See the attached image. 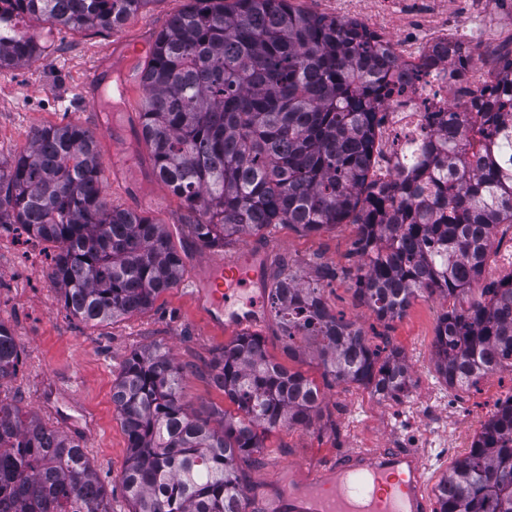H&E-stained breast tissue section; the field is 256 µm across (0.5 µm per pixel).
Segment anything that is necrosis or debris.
<instances>
[{
    "mask_svg": "<svg viewBox=\"0 0 512 512\" xmlns=\"http://www.w3.org/2000/svg\"><path fill=\"white\" fill-rule=\"evenodd\" d=\"M435 59L413 70L406 67L408 53L403 45L393 51L404 65L393 82V92L384 102L381 133L384 168L397 171L406 162L409 151L425 141L435 128L432 113L447 111L451 95L460 84H467L469 98L476 99L486 91L484 82L471 79L469 70L451 69L443 52L441 39L429 42Z\"/></svg>",
    "mask_w": 512,
    "mask_h": 512,
    "instance_id": "1",
    "label": "necrosis or debris"
}]
</instances>
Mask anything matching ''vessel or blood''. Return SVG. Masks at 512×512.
I'll use <instances>...</instances> for the list:
<instances>
[{
	"mask_svg": "<svg viewBox=\"0 0 512 512\" xmlns=\"http://www.w3.org/2000/svg\"><path fill=\"white\" fill-rule=\"evenodd\" d=\"M106 66L101 59L85 69L84 98H93ZM261 271V259L249 252L206 268L198 302L208 309L213 324L239 323L236 305L241 294L260 279ZM428 471L421 452L398 448L361 452L328 463L313 477L303 466L294 465L280 488L277 504L289 512H430L425 494Z\"/></svg>",
	"mask_w": 512,
	"mask_h": 512,
	"instance_id": "1",
	"label": "vessel or blood"
}]
</instances>
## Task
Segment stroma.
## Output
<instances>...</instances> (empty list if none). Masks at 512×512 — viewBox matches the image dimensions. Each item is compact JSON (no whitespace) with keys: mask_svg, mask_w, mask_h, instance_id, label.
<instances>
[{"mask_svg":"<svg viewBox=\"0 0 512 512\" xmlns=\"http://www.w3.org/2000/svg\"><path fill=\"white\" fill-rule=\"evenodd\" d=\"M188 4L189 0H149L122 25L107 30L61 29L31 21L27 32L43 46L41 58L0 68V162L9 163L25 149L39 127L74 122L94 131L108 203L165 225L186 267L182 280L160 295L151 309L93 325L64 305L50 276L53 244L29 238L17 225H1L0 322L12 331L20 364L14 375L0 380V401L79 439L109 490L111 512H129L121 485L128 442L112 403L115 379L131 355L160 345L184 370L182 397L188 411L203 416L214 407L235 412V405L212 382L208 365L237 332L213 326L199 310L195 276L205 262L263 250L272 270L285 264L313 278L321 268L335 269V279L325 282L323 289L328 306L357 321L372 343L398 349L410 381L397 401L354 383L326 389L322 417L315 426L283 427L267 435L258 464L244 469L250 494L268 497L290 466L302 465L314 475L330 459L363 448L409 447L417 436L426 440L421 451L430 464L428 486L436 488L469 451L495 405L512 396L509 371L490 375L469 390L448 388L437 376L438 319L450 308L467 307L470 295L453 300L436 294L420 297L401 318L378 321L357 301L360 259L354 252L357 229L352 224L316 234L280 224L240 242L204 247L186 228L188 208L155 178L144 143L127 130L129 115L139 112L142 87L95 104L73 98L71 90L90 60L114 43L158 33ZM293 4L314 14L358 20L388 41L407 39L416 53L424 51L432 32L447 31L450 38L477 48L479 77L485 81L497 72L504 44L512 41V6L493 0H394L388 7L379 0H293ZM511 274L512 226L501 224L493 232V248L480 283L485 286ZM245 330L260 335L271 359L322 383L313 354L289 358L273 315L246 325Z\"/></svg>","mask_w":512,"mask_h":512,"instance_id":"stroma-1","label":"stroma"}]
</instances>
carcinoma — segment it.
<instances>
[{
	"mask_svg": "<svg viewBox=\"0 0 512 512\" xmlns=\"http://www.w3.org/2000/svg\"><path fill=\"white\" fill-rule=\"evenodd\" d=\"M149 0H16L21 17L68 29H110ZM42 54L24 33L0 37V68ZM398 67L387 43L357 20L317 15L291 0H192L156 33L142 66L140 137L152 172L193 213L188 227L223 247L279 224L305 234L357 228L360 303L378 320L412 301L453 297L480 280L491 229L512 224V54L490 83L477 119L457 106L407 173L376 172L377 110ZM96 134L77 123L32 132L0 165V224L56 246L51 277L65 307L93 323L150 309L184 276L164 225L108 204ZM321 271L311 282L283 269L269 289L288 354L312 349L329 387L356 383L399 399L409 382L400 352L381 356L357 322L330 311ZM438 320L435 367L450 387L512 370V276ZM0 322V380L17 370ZM211 377L237 406L221 425L181 401L183 369L155 346L131 356L112 387L128 438L121 483L130 512H245L241 464L267 434L310 426L324 393L270 359L241 333L214 356ZM435 512H512V397L436 488ZM56 512L81 501L109 512L81 442L0 401V502Z\"/></svg>",
	"mask_w": 512,
	"mask_h": 512,
	"instance_id": "obj_1",
	"label": "carcinoma"
}]
</instances>
